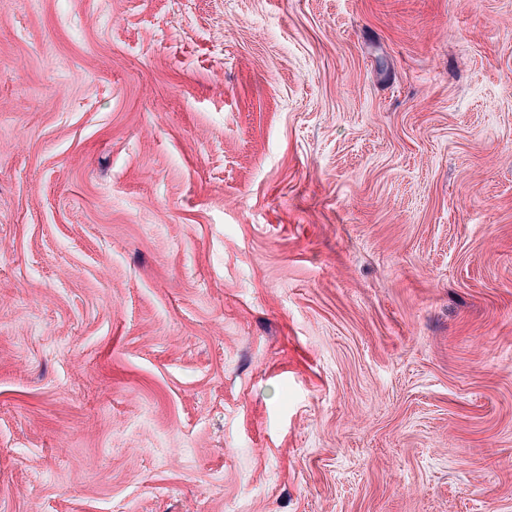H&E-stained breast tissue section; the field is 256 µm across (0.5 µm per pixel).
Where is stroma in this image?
I'll list each match as a JSON object with an SVG mask.
<instances>
[{"label":"stroma","mask_w":512,"mask_h":512,"mask_svg":"<svg viewBox=\"0 0 512 512\" xmlns=\"http://www.w3.org/2000/svg\"><path fill=\"white\" fill-rule=\"evenodd\" d=\"M0 512H512V0H0Z\"/></svg>","instance_id":"1"}]
</instances>
